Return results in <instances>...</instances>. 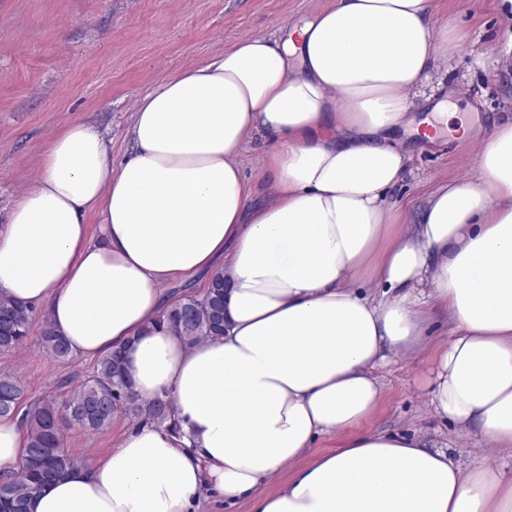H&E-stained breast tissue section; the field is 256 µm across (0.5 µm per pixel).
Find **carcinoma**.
Returning <instances> with one entry per match:
<instances>
[{
    "label": "carcinoma",
    "instance_id": "1",
    "mask_svg": "<svg viewBox=\"0 0 512 512\" xmlns=\"http://www.w3.org/2000/svg\"><path fill=\"white\" fill-rule=\"evenodd\" d=\"M32 317L33 308L0 297V352L12 351L26 341ZM158 322L190 343L224 335V276L213 277L202 297L188 295L165 309ZM41 342L58 358L70 356L68 347L47 325ZM21 398L14 378L1 374L0 415L18 414ZM120 413L131 419L145 415L162 424L170 416V403L159 400L148 413H143L129 394L120 352L116 351L98 360L94 374L62 403L42 401L25 413L27 456L17 476L0 481V512H25L29 497L40 484L66 467L80 464L63 448V429L76 426L85 432H96L109 426Z\"/></svg>",
    "mask_w": 512,
    "mask_h": 512
}]
</instances>
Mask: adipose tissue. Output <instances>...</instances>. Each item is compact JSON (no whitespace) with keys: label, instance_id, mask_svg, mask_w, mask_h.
Masks as SVG:
<instances>
[{"label":"adipose tissue","instance_id":"ef3b65f1","mask_svg":"<svg viewBox=\"0 0 512 512\" xmlns=\"http://www.w3.org/2000/svg\"><path fill=\"white\" fill-rule=\"evenodd\" d=\"M433 4L336 0L166 77L138 99L120 167L94 125L53 139L0 227V296L42 307L72 355L123 350L140 406L171 400L177 426L138 422L28 512H197L204 491L250 512H512V470L356 432L381 404L377 369L425 357L432 414L512 456V117L474 177L409 219L390 200L409 163L395 135L430 137L412 96L456 48ZM257 137L258 202L239 163ZM218 273L223 336L157 327L167 283ZM436 316L450 335L425 340ZM322 435L343 442L311 455ZM27 446L20 416H0V476Z\"/></svg>","mask_w":512,"mask_h":512}]
</instances>
